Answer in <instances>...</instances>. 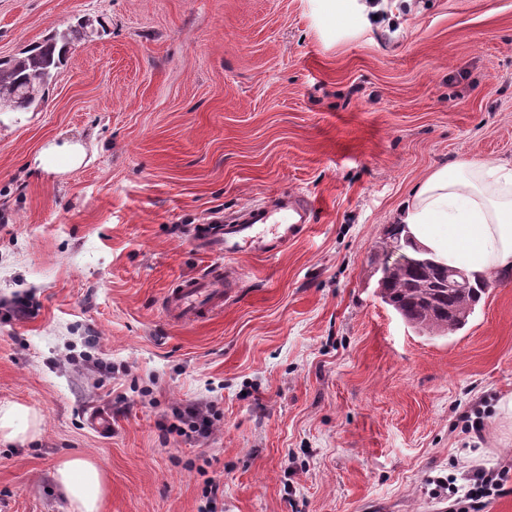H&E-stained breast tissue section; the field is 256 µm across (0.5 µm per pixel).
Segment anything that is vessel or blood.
I'll list each match as a JSON object with an SVG mask.
<instances>
[{
  "label": "vessel or blood",
  "instance_id": "vessel-or-blood-1",
  "mask_svg": "<svg viewBox=\"0 0 512 512\" xmlns=\"http://www.w3.org/2000/svg\"><path fill=\"white\" fill-rule=\"evenodd\" d=\"M313 206L299 197H283L272 204L248 208L232 222L220 220L202 225L194 242L202 250L217 255L236 254L245 250L270 255L294 240L312 220ZM222 279L217 273L183 280L168 301L172 316L201 319L214 314L224 305Z\"/></svg>",
  "mask_w": 512,
  "mask_h": 512
}]
</instances>
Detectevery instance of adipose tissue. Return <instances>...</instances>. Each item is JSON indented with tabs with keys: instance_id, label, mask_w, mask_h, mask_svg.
<instances>
[{
	"instance_id": "adipose-tissue-1",
	"label": "adipose tissue",
	"mask_w": 512,
	"mask_h": 512,
	"mask_svg": "<svg viewBox=\"0 0 512 512\" xmlns=\"http://www.w3.org/2000/svg\"><path fill=\"white\" fill-rule=\"evenodd\" d=\"M401 213L413 243L443 264L483 277L512 272V164L438 168L413 189ZM41 424L31 407L0 405V442H25ZM53 479L70 512H100L106 480L96 463L64 459Z\"/></svg>"
}]
</instances>
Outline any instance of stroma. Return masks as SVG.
Wrapping results in <instances>:
<instances>
[{"instance_id": "1", "label": "stroma", "mask_w": 512, "mask_h": 512, "mask_svg": "<svg viewBox=\"0 0 512 512\" xmlns=\"http://www.w3.org/2000/svg\"><path fill=\"white\" fill-rule=\"evenodd\" d=\"M87 16L107 31L45 105L0 112V403L42 417L0 443V512H69L68 456L104 471L103 512H450L473 472L512 470V274L440 337L373 274L416 184L512 163V0H411L392 27L354 0H0V58ZM65 140L83 165L43 170ZM290 194L315 209L285 250L193 244ZM217 265L223 310L171 319L177 283ZM194 403L209 437L172 426Z\"/></svg>"}]
</instances>
